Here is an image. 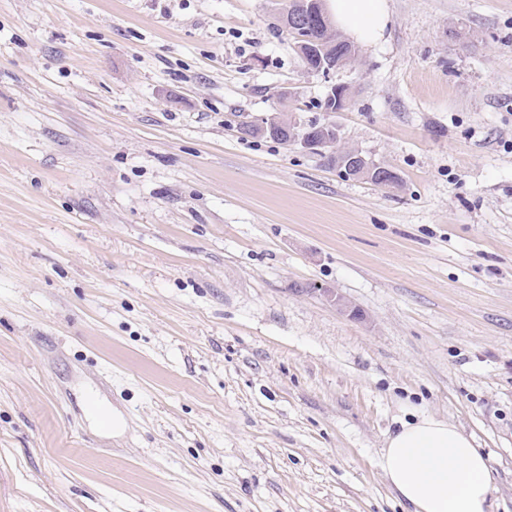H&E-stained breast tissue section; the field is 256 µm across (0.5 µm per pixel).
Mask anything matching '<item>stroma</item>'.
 Listing matches in <instances>:
<instances>
[{
  "label": "stroma",
  "mask_w": 512,
  "mask_h": 512,
  "mask_svg": "<svg viewBox=\"0 0 512 512\" xmlns=\"http://www.w3.org/2000/svg\"><path fill=\"white\" fill-rule=\"evenodd\" d=\"M387 4L323 77L272 0H0V512H406L414 414L512 512V0ZM285 113H272L270 116L262 118L255 127L261 132L267 130L277 131V134L265 133L260 134L250 129V125L244 124L240 130L243 135L252 137H265L283 144V139L280 137L285 134L284 145H301L302 147L314 151L319 155L340 154L341 164H344L349 169L358 170V175L365 176L367 179L375 182L376 185L387 186L391 184L392 177L395 173L378 164L372 165L371 161L367 160L364 155L358 150L344 149L339 151V138L336 132L335 135L329 137L326 130H323L321 135L317 137L309 136L306 134L298 135L297 130L294 129L298 126L296 119L293 115Z\"/></svg>",
  "instance_id": "obj_1"
}]
</instances>
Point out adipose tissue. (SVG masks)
I'll return each instance as SVG.
<instances>
[{
    "label": "adipose tissue",
    "instance_id": "adipose-tissue-1",
    "mask_svg": "<svg viewBox=\"0 0 512 512\" xmlns=\"http://www.w3.org/2000/svg\"><path fill=\"white\" fill-rule=\"evenodd\" d=\"M335 25L373 45L390 23L387 0H328ZM380 466L412 512H488L497 473L473 439L435 416L405 422L385 441Z\"/></svg>",
    "mask_w": 512,
    "mask_h": 512
}]
</instances>
